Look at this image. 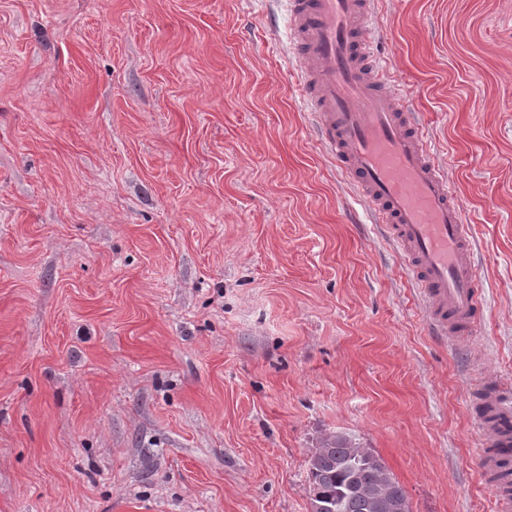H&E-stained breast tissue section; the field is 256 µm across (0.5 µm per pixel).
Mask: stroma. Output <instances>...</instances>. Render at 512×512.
Returning a JSON list of instances; mask_svg holds the SVG:
<instances>
[{"label": "stroma", "mask_w": 512, "mask_h": 512, "mask_svg": "<svg viewBox=\"0 0 512 512\" xmlns=\"http://www.w3.org/2000/svg\"><path fill=\"white\" fill-rule=\"evenodd\" d=\"M474 236L431 336L298 96L285 0H0V512H310L323 438L493 512L512 388V0H374ZM486 405V413L481 416L493 435L492 447L508 448L512 444V435L507 432L501 422L512 420V394L509 389L490 392L485 399L477 404ZM489 418L491 420L486 421Z\"/></svg>", "instance_id": "35a3bbf8"}]
</instances>
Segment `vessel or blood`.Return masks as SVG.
<instances>
[{"instance_id":"vessel-or-blood-1","label":"vessel or blood","mask_w":512,"mask_h":512,"mask_svg":"<svg viewBox=\"0 0 512 512\" xmlns=\"http://www.w3.org/2000/svg\"><path fill=\"white\" fill-rule=\"evenodd\" d=\"M299 96L318 138L353 183L364 213L385 225L425 305L433 335H461L483 312L470 226L459 193L416 115L391 88L390 55L370 33L371 0H288ZM495 449L485 471L496 512H512L500 451L512 446V391L485 398Z\"/></svg>"}]
</instances>
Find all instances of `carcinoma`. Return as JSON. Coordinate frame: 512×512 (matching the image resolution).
<instances>
[{"label":"carcinoma","mask_w":512,"mask_h":512,"mask_svg":"<svg viewBox=\"0 0 512 512\" xmlns=\"http://www.w3.org/2000/svg\"><path fill=\"white\" fill-rule=\"evenodd\" d=\"M310 512H385L379 503L407 500L380 458L343 435L326 438L309 459Z\"/></svg>","instance_id":"carcinoma-1"}]
</instances>
